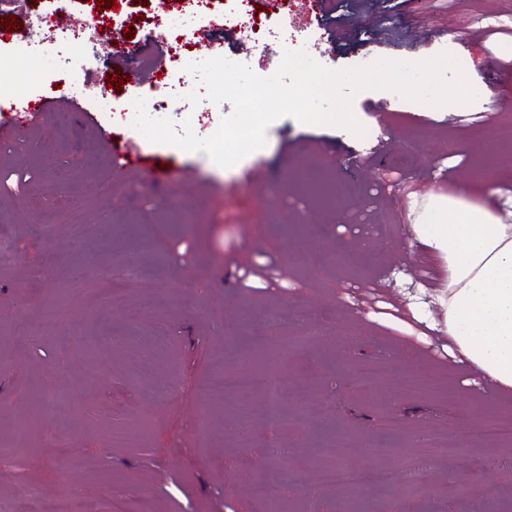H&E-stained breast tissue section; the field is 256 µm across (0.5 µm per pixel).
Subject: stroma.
Returning a JSON list of instances; mask_svg holds the SVG:
<instances>
[{
	"mask_svg": "<svg viewBox=\"0 0 512 512\" xmlns=\"http://www.w3.org/2000/svg\"><path fill=\"white\" fill-rule=\"evenodd\" d=\"M56 6L131 30L129 56L99 60L77 42L43 44L37 56L14 49L32 39L33 11ZM300 40L326 47L322 65L341 69L378 58L418 61L442 51L462 56L478 91L469 106L416 111L399 93L364 91L353 101L373 135L284 116L267 145L230 168L202 151L149 142L132 122L133 101L147 97L154 69L177 94L161 117L191 121L207 137L232 111L208 100L198 79L181 77L169 51L152 42L144 5L118 0H0V20L18 34L0 38V91L9 103H51L47 118L0 131V234L12 239L0 262V305L17 308L33 329L14 335L0 323V512H13L29 486L43 495L74 492L97 512H264L253 490L268 443L297 449L288 480L269 492L290 512L317 504L332 512L349 492L326 483L338 452L356 467L390 465L387 486L370 487L364 512H512V394L473 375L443 350L445 340L413 320L411 296L382 270L411 269L420 284L440 285L410 242V226L429 193L467 179L494 127L512 147V0H327L330 19L351 31L331 48L312 0H298ZM211 52L261 76L273 52L240 49L235 28L219 25ZM200 26L188 29L203 41ZM27 74L35 83L24 82ZM123 77L122 89L108 78ZM115 109L100 111V94ZM124 141L141 163L120 166L111 145ZM320 157L335 181H356L361 212L349 200L327 207L305 191L297 164ZM193 201L191 220L171 202ZM359 259L340 269L339 253ZM139 254L136 276L118 275ZM309 320L294 323L298 310ZM316 341L293 349L281 371L286 423L261 425V393L223 405L203 397L220 373L246 376L250 362L226 355L224 327L239 346H264V319ZM145 378L131 379L133 367ZM380 368L373 389L365 369ZM72 398L65 416L53 402ZM250 414L255 446L237 428ZM25 423L29 445L13 447Z\"/></svg>",
	"mask_w": 512,
	"mask_h": 512,
	"instance_id": "1",
	"label": "stroma"
}]
</instances>
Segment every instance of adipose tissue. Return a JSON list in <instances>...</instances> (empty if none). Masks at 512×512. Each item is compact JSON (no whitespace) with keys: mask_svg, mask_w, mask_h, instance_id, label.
<instances>
[{"mask_svg":"<svg viewBox=\"0 0 512 512\" xmlns=\"http://www.w3.org/2000/svg\"><path fill=\"white\" fill-rule=\"evenodd\" d=\"M411 237L440 263L442 283L432 301L416 300L415 320L429 322L431 303L445 311L440 331L448 354L476 376L512 391V195L476 202L469 184L430 196Z\"/></svg>","mask_w":512,"mask_h":512,"instance_id":"1","label":"adipose tissue"}]
</instances>
